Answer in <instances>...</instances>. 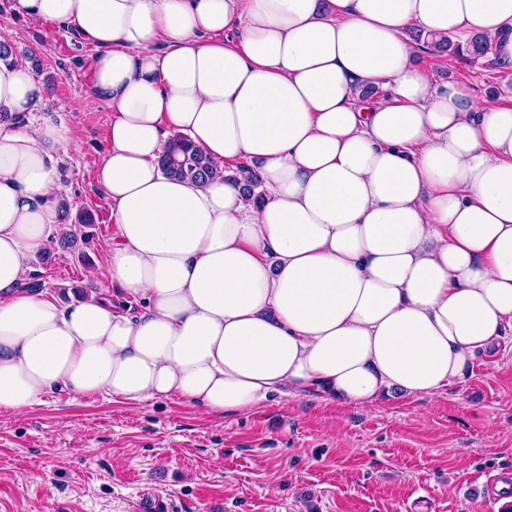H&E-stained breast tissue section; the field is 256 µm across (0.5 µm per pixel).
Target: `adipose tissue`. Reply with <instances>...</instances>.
Wrapping results in <instances>:
<instances>
[{
    "label": "adipose tissue",
    "mask_w": 512,
    "mask_h": 512,
    "mask_svg": "<svg viewBox=\"0 0 512 512\" xmlns=\"http://www.w3.org/2000/svg\"><path fill=\"white\" fill-rule=\"evenodd\" d=\"M96 48L110 118L94 181L110 285L64 304L25 288L71 233L63 122L0 59V416L53 389L215 417L273 397L373 406L464 382L512 331V89L480 99L415 63L409 30L497 39L512 0H13ZM379 88L381 97L361 92ZM266 192L181 181L164 128ZM136 301L139 313L126 305Z\"/></svg>",
    "instance_id": "1"
}]
</instances>
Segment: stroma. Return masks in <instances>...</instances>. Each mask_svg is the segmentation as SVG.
I'll return each instance as SVG.
<instances>
[{
	"instance_id": "stroma-1",
	"label": "stroma",
	"mask_w": 512,
	"mask_h": 512,
	"mask_svg": "<svg viewBox=\"0 0 512 512\" xmlns=\"http://www.w3.org/2000/svg\"><path fill=\"white\" fill-rule=\"evenodd\" d=\"M1 23L47 90L44 116L62 118L78 144L61 164L62 194L70 216L94 215L84 251L98 265L113 222L94 183L107 119L91 98L95 51L72 30L8 6ZM416 63L480 97L512 86V72L497 66L424 51ZM86 266L54 247L29 280L68 303L109 285L105 271ZM504 470L512 471V333L463 383L393 392L373 408L277 397L217 418L163 400L132 407L57 389L0 418V512H135L147 495L168 512H512L494 492Z\"/></svg>"
}]
</instances>
